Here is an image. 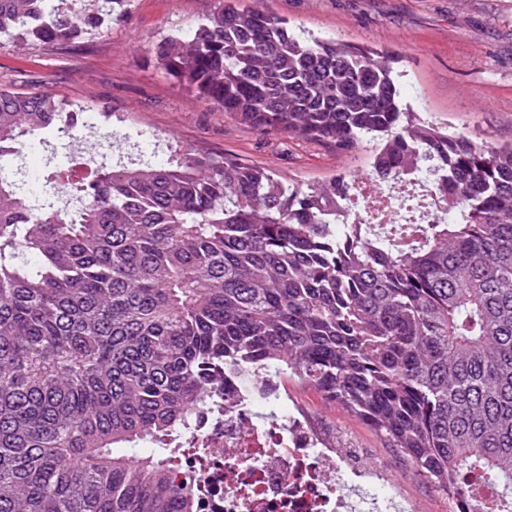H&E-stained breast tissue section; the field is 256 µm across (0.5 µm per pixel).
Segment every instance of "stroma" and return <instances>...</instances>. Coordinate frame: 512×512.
Masks as SVG:
<instances>
[{
    "instance_id": "35a3bbf8",
    "label": "stroma",
    "mask_w": 512,
    "mask_h": 512,
    "mask_svg": "<svg viewBox=\"0 0 512 512\" xmlns=\"http://www.w3.org/2000/svg\"><path fill=\"white\" fill-rule=\"evenodd\" d=\"M288 18L315 35L373 50L397 51L405 103L422 121L499 144L512 140V0H243ZM212 0H133L122 18L92 35L34 41L24 51L0 49V89L37 93L85 107L84 121L100 126L95 150L113 161L166 163L172 149L228 156L263 166L303 185L366 167V152L346 153L316 140L254 129L199 100L166 73L157 45L191 29ZM72 170L61 144L32 139L11 177L42 195L47 176ZM289 408L325 442L349 449L363 465L381 469L406 500L429 512H449L399 449L359 417L296 378L281 377Z\"/></svg>"
}]
</instances>
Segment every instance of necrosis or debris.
<instances>
[{"mask_svg": "<svg viewBox=\"0 0 512 512\" xmlns=\"http://www.w3.org/2000/svg\"><path fill=\"white\" fill-rule=\"evenodd\" d=\"M409 182L360 184L353 204L336 214L338 223L357 221L360 206L377 197L393 200ZM248 386L231 379L229 393L237 404L227 420L207 425L202 446L206 458L187 461L200 512H421L402 499L377 468L350 467L344 449L323 444L299 417L280 424L282 401L267 372H249ZM261 401L271 409L268 428L253 421Z\"/></svg>", "mask_w": 512, "mask_h": 512, "instance_id": "4bbe7bcc", "label": "necrosis or debris"}]
</instances>
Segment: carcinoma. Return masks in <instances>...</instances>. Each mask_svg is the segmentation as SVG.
<instances>
[{
  "mask_svg": "<svg viewBox=\"0 0 512 512\" xmlns=\"http://www.w3.org/2000/svg\"><path fill=\"white\" fill-rule=\"evenodd\" d=\"M0 0V49L98 31L132 0ZM158 63L254 128L373 146L364 176L303 186L184 152L117 163L41 203L0 175V512H199L164 456L226 377L264 368L338 402L452 505L512 512V144L417 120L398 55L213 0ZM69 104L0 90V164ZM424 162L444 224L336 223L363 179ZM72 186L80 206L53 198Z\"/></svg>",
  "mask_w": 512,
  "mask_h": 512,
  "instance_id": "1",
  "label": "carcinoma"
}]
</instances>
